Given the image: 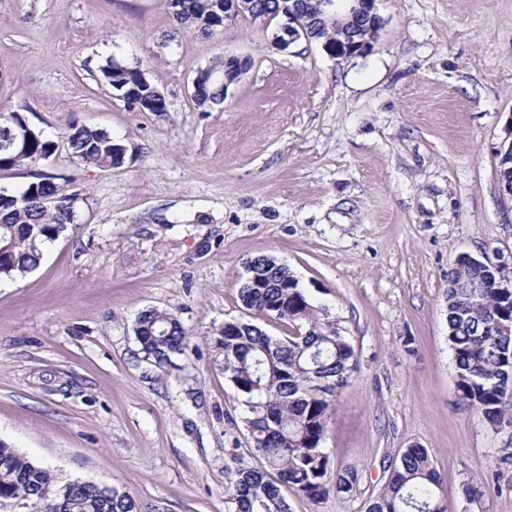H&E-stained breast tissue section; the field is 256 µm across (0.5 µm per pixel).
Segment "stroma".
Instances as JSON below:
<instances>
[{
    "label": "stroma",
    "instance_id": "obj_1",
    "mask_svg": "<svg viewBox=\"0 0 512 512\" xmlns=\"http://www.w3.org/2000/svg\"><path fill=\"white\" fill-rule=\"evenodd\" d=\"M366 54L281 49L240 18L173 32L167 0H0V112L58 141L45 170L79 193L72 228L39 266L0 279V441L58 483L118 487L142 512H233L229 449L247 448L242 398L218 331L244 320L248 262L287 265L353 346L357 368L322 442L355 467L353 491L291 512H366L408 446L427 448L451 512H512V427L460 398L446 321L448 272L468 254L512 272V0H377ZM248 61L223 107L191 98L197 71ZM137 65L163 112L102 85ZM106 130L122 167L73 159L70 122ZM156 308L188 346L136 357Z\"/></svg>",
    "mask_w": 512,
    "mask_h": 512
}]
</instances>
